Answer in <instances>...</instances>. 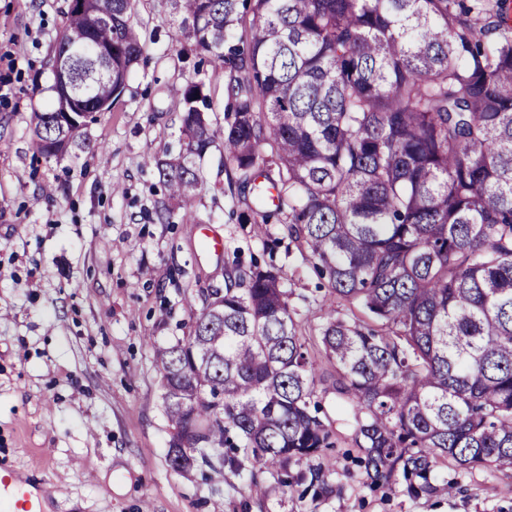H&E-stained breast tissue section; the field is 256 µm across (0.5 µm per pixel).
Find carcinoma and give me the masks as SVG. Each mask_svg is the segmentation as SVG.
<instances>
[{"label":"carcinoma","instance_id":"1","mask_svg":"<svg viewBox=\"0 0 512 512\" xmlns=\"http://www.w3.org/2000/svg\"><path fill=\"white\" fill-rule=\"evenodd\" d=\"M175 2L196 53L224 65L228 112L213 128L188 83L192 137L154 166L188 219L194 159L222 138L262 223L281 218L346 306L319 333L365 484L401 475L451 494L432 483L440 465L512 471V0ZM136 6L112 0L97 24L68 10L66 82L30 118L43 156L81 136L57 111L93 119L123 92L144 51ZM109 45L102 76L94 48ZM284 278L234 268L201 298L192 335L155 347L172 439L185 441L169 447L172 470L272 473L333 447ZM297 481L325 486L319 466Z\"/></svg>","mask_w":512,"mask_h":512}]
</instances>
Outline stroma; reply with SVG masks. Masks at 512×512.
I'll return each mask as SVG.
<instances>
[{"mask_svg":"<svg viewBox=\"0 0 512 512\" xmlns=\"http://www.w3.org/2000/svg\"><path fill=\"white\" fill-rule=\"evenodd\" d=\"M69 0H0V461L53 490L48 512H512V474L438 469L448 495L413 494L405 480L369 489L344 400L320 392L335 447L320 461L329 485L314 494L297 470L204 477L167 465L172 435L153 348L194 327L185 294L224 285L274 242L271 258L299 330L321 357L318 329L331 305L321 280L282 225L256 229L251 196L215 140L197 168L192 220L171 201L150 156L183 149L179 104L201 84L207 118L223 127L226 78L197 55L172 0H138L145 54L111 111L78 145L43 157L30 114L53 100L52 65ZM224 242L216 252L206 243Z\"/></svg>","mask_w":512,"mask_h":512,"instance_id":"stroma-1","label":"stroma"}]
</instances>
